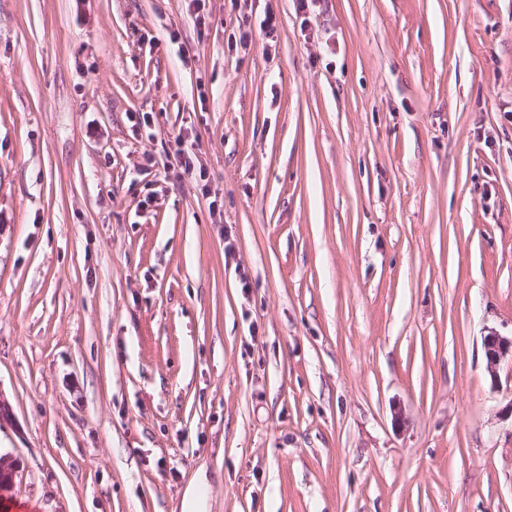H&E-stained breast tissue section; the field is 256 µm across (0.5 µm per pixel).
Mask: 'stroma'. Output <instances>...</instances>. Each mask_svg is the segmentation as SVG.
I'll return each mask as SVG.
<instances>
[{
	"instance_id": "stroma-1",
	"label": "stroma",
	"mask_w": 512,
	"mask_h": 512,
	"mask_svg": "<svg viewBox=\"0 0 512 512\" xmlns=\"http://www.w3.org/2000/svg\"><path fill=\"white\" fill-rule=\"evenodd\" d=\"M491 330L512 0H0V512H512Z\"/></svg>"
}]
</instances>
